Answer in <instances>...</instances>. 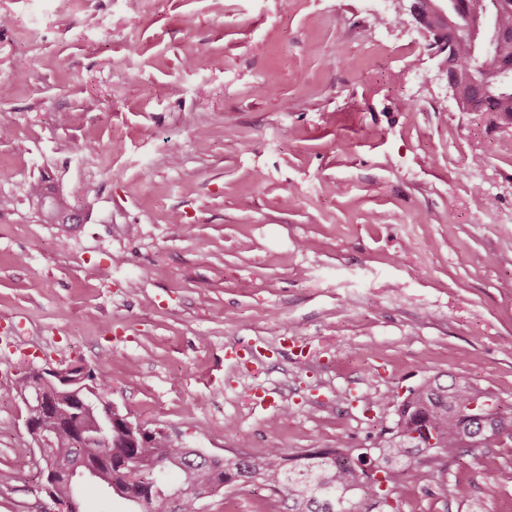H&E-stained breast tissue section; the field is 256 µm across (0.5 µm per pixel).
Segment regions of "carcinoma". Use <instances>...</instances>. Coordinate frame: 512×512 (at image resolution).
<instances>
[{"label": "carcinoma", "mask_w": 512, "mask_h": 512, "mask_svg": "<svg viewBox=\"0 0 512 512\" xmlns=\"http://www.w3.org/2000/svg\"><path fill=\"white\" fill-rule=\"evenodd\" d=\"M421 28L441 53L448 78L462 112H496L512 120V0H486L487 18L462 34L469 24L472 0H419ZM69 204L51 203L49 218L67 223ZM111 382L103 372L84 366L65 369V382L45 381L32 367L13 387L33 406L41 399L49 406L42 426L51 433L53 450L39 458L48 472L73 464L88 467L91 481L147 512H197L196 503L218 488L242 484L248 477L288 501V512H351L356 490L381 472L384 481L417 476V464L454 458L464 448L485 445L512 430L495 397L465 381L450 385L439 377L411 388L395 408L390 436L360 452L311 448L289 457L271 448L260 457L235 461L210 457L186 448L161 431L128 422L105 394ZM112 426V447L93 432ZM176 471L185 492L179 502L173 493L144 484L165 472ZM49 498L68 512H81L78 487L61 477L50 485Z\"/></svg>", "instance_id": "cac0c4a2"}]
</instances>
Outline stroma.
<instances>
[{
    "label": "stroma",
    "mask_w": 512,
    "mask_h": 512,
    "mask_svg": "<svg viewBox=\"0 0 512 512\" xmlns=\"http://www.w3.org/2000/svg\"><path fill=\"white\" fill-rule=\"evenodd\" d=\"M0 512H54L29 366L212 456L375 446L465 378L512 409V122L392 0H0ZM81 219L52 224L31 188ZM512 431L355 512H512ZM200 512H285L258 485Z\"/></svg>",
    "instance_id": "35a3bbf8"
}]
</instances>
